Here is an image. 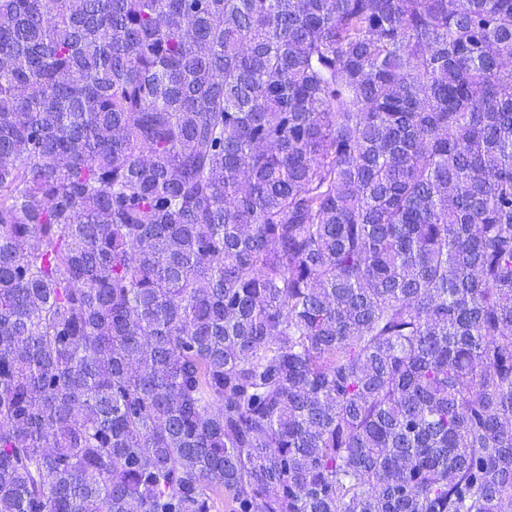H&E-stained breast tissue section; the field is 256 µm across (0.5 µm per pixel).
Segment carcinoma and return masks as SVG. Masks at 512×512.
Segmentation results:
<instances>
[{
    "label": "carcinoma",
    "mask_w": 512,
    "mask_h": 512,
    "mask_svg": "<svg viewBox=\"0 0 512 512\" xmlns=\"http://www.w3.org/2000/svg\"><path fill=\"white\" fill-rule=\"evenodd\" d=\"M512 0H0V512H512Z\"/></svg>",
    "instance_id": "cac0c4a2"
}]
</instances>
